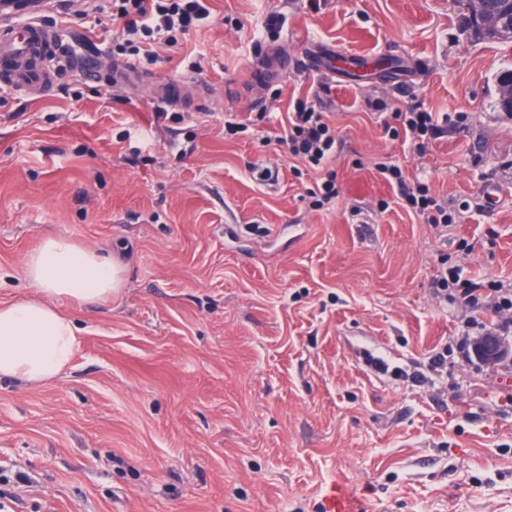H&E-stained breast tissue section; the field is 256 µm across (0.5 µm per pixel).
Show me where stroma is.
I'll use <instances>...</instances> for the list:
<instances>
[{
	"label": "stroma",
	"mask_w": 512,
	"mask_h": 512,
	"mask_svg": "<svg viewBox=\"0 0 512 512\" xmlns=\"http://www.w3.org/2000/svg\"><path fill=\"white\" fill-rule=\"evenodd\" d=\"M212 23L152 46L124 87L64 63L41 103L0 90V303L27 297L48 236L122 269L108 301L64 304L81 346L58 378L0 379V512H512V357L464 358L512 311V40L474 36L459 0H213ZM70 27L116 60L123 23L75 0ZM203 99L157 118L158 77ZM303 100L327 113L339 194L279 145ZM436 113L426 152L397 113ZM246 132L224 129L229 114ZM428 184L425 224L376 172ZM278 171L277 182L259 172ZM480 308L437 291L443 269ZM446 352L424 382L406 371Z\"/></svg>",
	"instance_id": "35a3bbf8"
}]
</instances>
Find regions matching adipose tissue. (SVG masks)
I'll use <instances>...</instances> for the list:
<instances>
[{
	"mask_svg": "<svg viewBox=\"0 0 512 512\" xmlns=\"http://www.w3.org/2000/svg\"><path fill=\"white\" fill-rule=\"evenodd\" d=\"M34 292L0 303V378L42 384L71 363L80 338L59 301L94 303L111 297L121 282L118 265L63 236L49 237L24 263Z\"/></svg>",
	"mask_w": 512,
	"mask_h": 512,
	"instance_id": "ef3b65f1",
	"label": "adipose tissue"
}]
</instances>
